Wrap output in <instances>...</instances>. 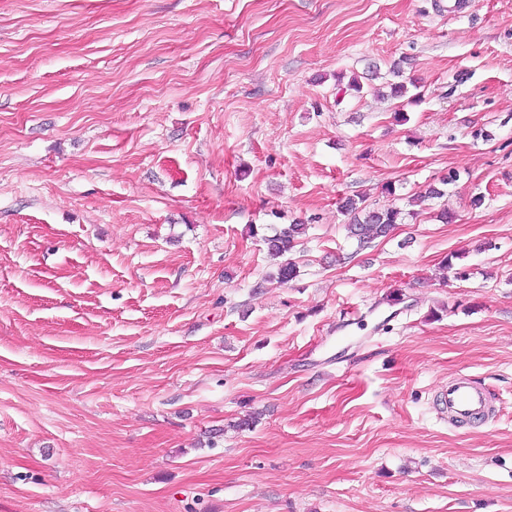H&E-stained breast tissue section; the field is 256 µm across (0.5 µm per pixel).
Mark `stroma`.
Instances as JSON below:
<instances>
[{
  "label": "stroma",
  "mask_w": 512,
  "mask_h": 512,
  "mask_svg": "<svg viewBox=\"0 0 512 512\" xmlns=\"http://www.w3.org/2000/svg\"><path fill=\"white\" fill-rule=\"evenodd\" d=\"M465 4L0 0V512H512V0ZM339 209L350 216L347 229L360 247L387 238L405 219L404 212L398 207L374 208L365 205L363 198L356 200L350 196L340 200ZM306 230V224L295 222L286 224L271 236L264 238L269 254L274 258H284L295 246L296 239ZM439 404L454 423L493 418L495 413V396L491 389L480 387L465 377L448 383V389L439 395Z\"/></svg>",
  "instance_id": "1"
}]
</instances>
